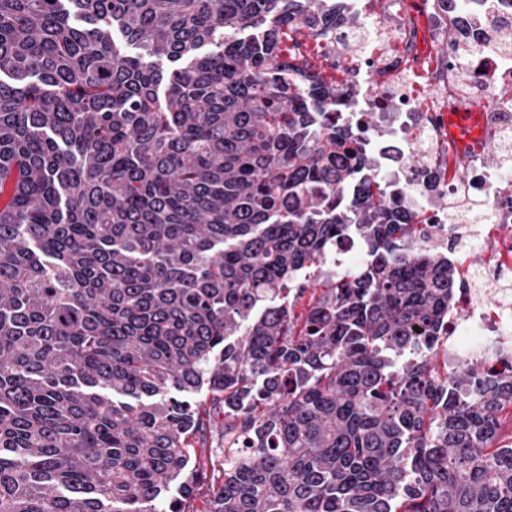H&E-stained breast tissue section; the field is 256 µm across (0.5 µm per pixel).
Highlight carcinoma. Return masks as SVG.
<instances>
[{
	"label": "carcinoma",
	"instance_id": "obj_1",
	"mask_svg": "<svg viewBox=\"0 0 512 512\" xmlns=\"http://www.w3.org/2000/svg\"><path fill=\"white\" fill-rule=\"evenodd\" d=\"M314 5L0 0V512H512L461 267L279 62Z\"/></svg>",
	"mask_w": 512,
	"mask_h": 512
}]
</instances>
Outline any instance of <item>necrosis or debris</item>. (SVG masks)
Returning a JSON list of instances; mask_svg holds the SVG:
<instances>
[{
  "instance_id": "4bbe7bcc",
  "label": "necrosis or debris",
  "mask_w": 512,
  "mask_h": 512,
  "mask_svg": "<svg viewBox=\"0 0 512 512\" xmlns=\"http://www.w3.org/2000/svg\"><path fill=\"white\" fill-rule=\"evenodd\" d=\"M318 0L328 29L292 44L283 62L297 83L336 70L339 124L367 158L365 173L422 210L423 243L448 259L484 252L448 312V368L472 363L512 374V51L495 48L491 20L512 21V0ZM456 29L455 44L441 43ZM316 48L321 66L304 63ZM480 106V139L459 150L448 115ZM501 156L496 167L485 149ZM467 165H460L459 153Z\"/></svg>"
}]
</instances>
